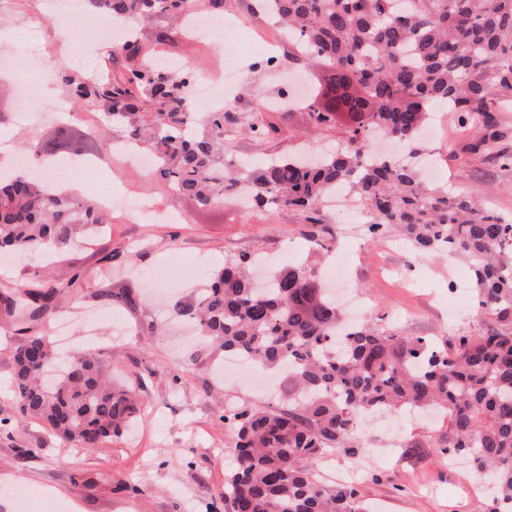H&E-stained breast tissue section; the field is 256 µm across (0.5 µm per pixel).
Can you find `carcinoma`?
<instances>
[{
  "mask_svg": "<svg viewBox=\"0 0 512 512\" xmlns=\"http://www.w3.org/2000/svg\"><path fill=\"white\" fill-rule=\"evenodd\" d=\"M88 2L106 18L120 14L137 25L179 21L193 0ZM264 8L337 76L339 84L315 92L307 109L316 127L333 125L338 111L352 115L347 150L240 169L224 154L230 112L189 111L184 90L193 68L172 76L145 63L100 82L64 75L75 104L108 103L112 134L92 139L62 124L29 148L50 158L107 149L116 136L134 139L155 156L169 187L201 207L243 189L259 208L312 210L342 185L367 209L375 239L395 230L419 253L466 259L489 322L449 340L398 336L381 315L347 325L300 265L253 288L256 257L224 262L197 299H175L170 312L197 324L210 346L290 373L288 407L224 409L235 458L224 476V512H368L357 486L326 484L318 463L364 449L368 410L425 406L451 411L442 446L494 483L485 512H512V223L471 196L427 185L394 158L363 162L371 127L416 152L432 104L481 123L475 153L502 137L489 113L492 100L512 99V0H264ZM107 223L97 200L25 173L0 175V254L76 251ZM81 278L76 271L35 287L4 283L0 318L27 333L13 355L19 411L67 443L97 448L135 418L134 389L104 381L89 355L58 357L48 336L31 332Z\"/></svg>",
  "mask_w": 512,
  "mask_h": 512,
  "instance_id": "carcinoma-1",
  "label": "carcinoma"
}]
</instances>
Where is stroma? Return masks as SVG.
I'll return each mask as SVG.
<instances>
[{
  "instance_id": "obj_1",
  "label": "stroma",
  "mask_w": 512,
  "mask_h": 512,
  "mask_svg": "<svg viewBox=\"0 0 512 512\" xmlns=\"http://www.w3.org/2000/svg\"><path fill=\"white\" fill-rule=\"evenodd\" d=\"M34 0H0V49L10 53L12 70L0 73V113L12 114L18 105L17 77H35L44 107H51L68 91L63 74L76 68L114 71L123 56L105 55L89 25L61 30L52 17L41 22L49 45V59L35 63L19 33ZM151 57L178 56L196 71L223 68L235 58L246 73L250 102L271 99L278 91L272 71L255 69L259 53L248 43L224 39L198 40L179 47H149ZM240 123L259 122L262 139L240 133L230 154L260 162L285 157L307 147L316 151L345 145L347 115L335 127L316 130L305 107L287 112H238ZM494 118L503 136L499 155L472 153L470 127L459 124L456 113L433 112L426 153L435 183L453 194L477 197L499 216L512 220V166L502 154H512V100L494 105ZM119 182L129 197L148 196L156 208L175 214L166 224H132L115 213L110 229L91 246L57 256L44 267L34 256L0 264V283L32 285L41 279H60L74 268L85 271L86 286L76 300L57 304L55 318L74 315L68 350L98 358L112 379L136 387L142 405L135 425L124 435L97 448L63 443L42 425L23 417L10 388L12 352L22 337L0 327V512H14L16 498H24L29 512H211L224 491V476L235 465L224 431V398L237 404L261 403L259 393L224 382L215 371L221 354L196 364L204 350L185 323L165 320L170 294L152 292L146 279L169 266L174 294L191 299L201 278L224 261L245 253H261L277 265L299 264L312 280L324 282L335 262L351 264L350 284L362 289L371 314L403 336L452 337L484 327L477 292H458V280L471 272L461 259L444 253L420 258L399 246L396 235L376 243L365 225L335 223L320 210L319 223L305 212L282 207L247 211L237 200L208 209L188 196L171 195L166 184L145 177L143 171L113 158L102 170L67 186L78 198L97 197L111 182ZM130 290L132 308L102 298L101 290ZM446 423L428 427L409 423L397 448L384 456L335 455L322 461L324 477L352 465L365 471L359 484L364 500L375 512H482L490 488H479L469 464L449 462L437 443Z\"/></svg>"
}]
</instances>
